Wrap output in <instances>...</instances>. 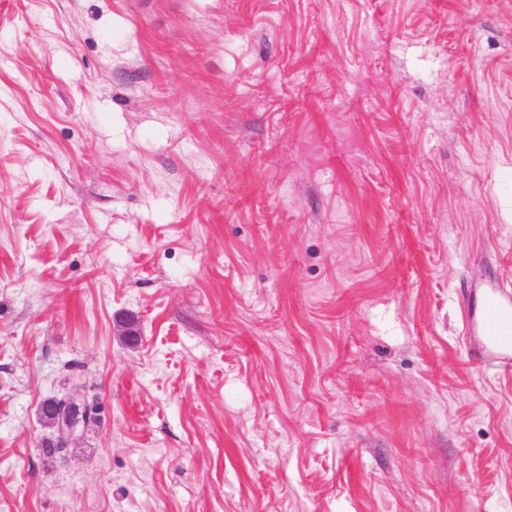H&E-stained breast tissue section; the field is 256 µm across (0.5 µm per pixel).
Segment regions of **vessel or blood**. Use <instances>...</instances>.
Here are the masks:
<instances>
[{
    "instance_id": "vessel-or-blood-1",
    "label": "vessel or blood",
    "mask_w": 512,
    "mask_h": 512,
    "mask_svg": "<svg viewBox=\"0 0 512 512\" xmlns=\"http://www.w3.org/2000/svg\"><path fill=\"white\" fill-rule=\"evenodd\" d=\"M478 317L468 318L467 335L479 338L477 354L486 363L512 370V294L494 281H484Z\"/></svg>"
}]
</instances>
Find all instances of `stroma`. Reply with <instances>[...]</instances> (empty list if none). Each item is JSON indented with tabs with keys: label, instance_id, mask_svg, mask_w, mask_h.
Masks as SVG:
<instances>
[{
	"label": "stroma",
	"instance_id": "35a3bbf8",
	"mask_svg": "<svg viewBox=\"0 0 512 512\" xmlns=\"http://www.w3.org/2000/svg\"><path fill=\"white\" fill-rule=\"evenodd\" d=\"M510 171L512 0H0V512H512ZM478 317L466 321V335L480 336L477 355L488 364L512 370V294L494 281H483ZM68 403L69 409L66 403L59 404L55 399L42 405L41 417L55 429L56 434L53 439L44 440L42 448H58L59 452H64L75 436L96 422L99 407L96 413L94 406L73 395L69 397Z\"/></svg>",
	"mask_w": 512,
	"mask_h": 512
}]
</instances>
